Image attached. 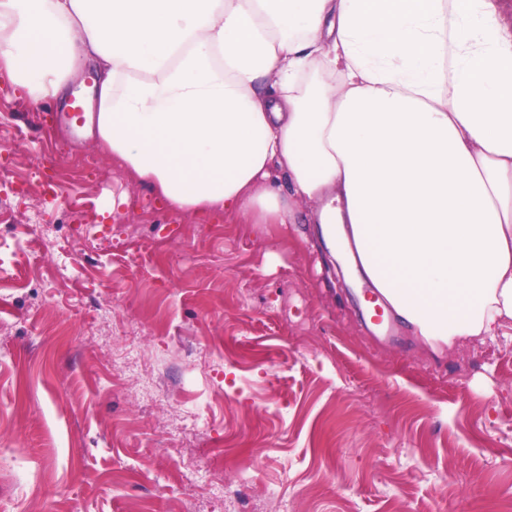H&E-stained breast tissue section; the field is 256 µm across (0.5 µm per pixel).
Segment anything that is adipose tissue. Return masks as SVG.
Listing matches in <instances>:
<instances>
[{
    "instance_id": "1",
    "label": "adipose tissue",
    "mask_w": 512,
    "mask_h": 512,
    "mask_svg": "<svg viewBox=\"0 0 512 512\" xmlns=\"http://www.w3.org/2000/svg\"><path fill=\"white\" fill-rule=\"evenodd\" d=\"M89 67L88 133L171 212L338 225L437 353L512 323L496 0H0V77L28 108Z\"/></svg>"
}]
</instances>
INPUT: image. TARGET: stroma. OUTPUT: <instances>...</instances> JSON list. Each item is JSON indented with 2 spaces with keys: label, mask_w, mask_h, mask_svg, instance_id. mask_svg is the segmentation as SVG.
I'll list each match as a JSON object with an SVG mask.
<instances>
[{
  "label": "stroma",
  "mask_w": 512,
  "mask_h": 512,
  "mask_svg": "<svg viewBox=\"0 0 512 512\" xmlns=\"http://www.w3.org/2000/svg\"><path fill=\"white\" fill-rule=\"evenodd\" d=\"M82 119L0 84V512H512L511 327L371 328L317 225L169 213Z\"/></svg>",
  "instance_id": "obj_1"
}]
</instances>
